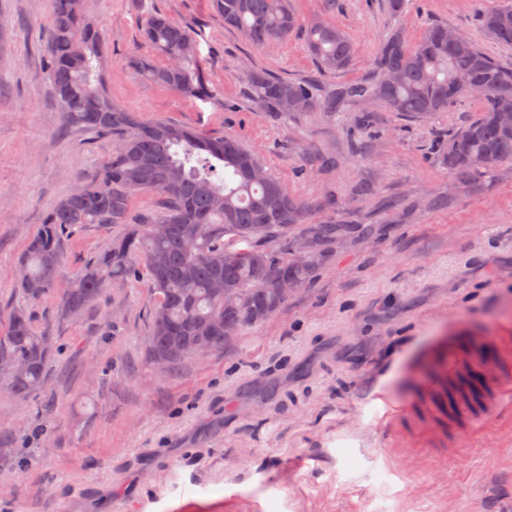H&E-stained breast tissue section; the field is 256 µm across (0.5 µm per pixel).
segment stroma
Wrapping results in <instances>:
<instances>
[{
    "mask_svg": "<svg viewBox=\"0 0 512 512\" xmlns=\"http://www.w3.org/2000/svg\"><path fill=\"white\" fill-rule=\"evenodd\" d=\"M501 0H291L352 39L345 70L320 75L302 32L257 48L210 0H81L100 28L107 88L144 120L232 136L316 222L342 226L313 287L221 350L164 370L147 356V280L110 284L75 320L45 322L56 348L43 390H0V418L23 466H0V512H512V403L450 410L440 389L465 372L478 397L512 388V161L472 180L434 149L477 119L478 99L420 121L378 110L353 135L362 103L280 116L246 94L244 73L367 79L392 30L416 41L435 22L512 63V46L478 21ZM149 12L195 37L200 100L143 80L156 60L139 36ZM51 0H0V336L20 298L19 254L44 215L92 176L113 141L68 125L43 67ZM120 227L89 224L68 241L59 288L112 246ZM470 430L466 465L449 440ZM407 456L409 466L395 460Z\"/></svg>",
    "mask_w": 512,
    "mask_h": 512,
    "instance_id": "stroma-1",
    "label": "stroma"
}]
</instances>
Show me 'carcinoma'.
Here are the masks:
<instances>
[{"label": "carcinoma", "mask_w": 512, "mask_h": 512, "mask_svg": "<svg viewBox=\"0 0 512 512\" xmlns=\"http://www.w3.org/2000/svg\"><path fill=\"white\" fill-rule=\"evenodd\" d=\"M224 27L262 47L285 40L299 29L289 0H212ZM81 0H52L46 33V71L67 122L108 136L118 145L92 178L80 179L84 191L66 195L48 211L40 230L20 257L16 291L38 302L54 291L64 247L85 224L123 226L112 247L72 281L59 297L56 316L75 318L96 302L109 283L140 278L146 270L153 295L148 315V356L173 369L183 361L221 350L237 334L253 330L288 304L281 278L309 287L323 249L336 241L338 225L311 223L312 204L293 198L272 173L251 179L263 167L232 137H211L167 121H145L112 99L106 88L104 46L99 29L84 26ZM481 26L496 42L512 45V3L481 14ZM146 42L162 64L135 57L130 66L145 80L185 96L204 87L191 68L196 43L179 22L162 15L142 19ZM308 50L320 72L348 67L355 47L333 23L315 18L304 26ZM464 74L469 89L453 87ZM249 94L267 112H330L342 99L366 101L356 128L369 129L374 106L402 116L426 118L463 97L481 102L477 119L439 144L448 171L485 176L512 160V127L498 113L512 111V64L503 63L467 38L448 41V25L432 23L416 42L392 32L380 45L373 74L330 94L315 80L276 77L251 69L244 75ZM151 193L162 211L143 224L129 223L138 195ZM52 337L35 329L29 309L12 311L0 337V387L29 398L46 380Z\"/></svg>", "instance_id": "cac0c4a2"}]
</instances>
